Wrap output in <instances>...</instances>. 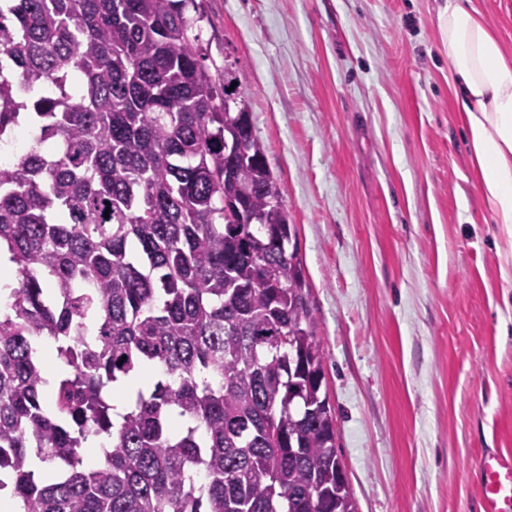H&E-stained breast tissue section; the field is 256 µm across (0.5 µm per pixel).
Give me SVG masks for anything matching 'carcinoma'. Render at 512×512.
Segmentation results:
<instances>
[{
    "mask_svg": "<svg viewBox=\"0 0 512 512\" xmlns=\"http://www.w3.org/2000/svg\"><path fill=\"white\" fill-rule=\"evenodd\" d=\"M193 6L0 0V140L31 133L0 168V491L23 512H355L295 225ZM149 367L113 422L108 389Z\"/></svg>",
    "mask_w": 512,
    "mask_h": 512,
    "instance_id": "1",
    "label": "carcinoma"
}]
</instances>
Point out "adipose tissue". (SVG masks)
<instances>
[{"mask_svg":"<svg viewBox=\"0 0 512 512\" xmlns=\"http://www.w3.org/2000/svg\"><path fill=\"white\" fill-rule=\"evenodd\" d=\"M438 31L475 184L495 223L512 225V56L468 0H447Z\"/></svg>","mask_w":512,"mask_h":512,"instance_id":"1","label":"adipose tissue"}]
</instances>
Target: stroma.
I'll return each instance as SVG.
<instances>
[{"label": "stroma", "instance_id": "35a3bbf8", "mask_svg": "<svg viewBox=\"0 0 512 512\" xmlns=\"http://www.w3.org/2000/svg\"><path fill=\"white\" fill-rule=\"evenodd\" d=\"M445 0H196L296 227L356 512H483L512 453V227L494 223L437 34ZM479 469L484 512H505L502 504L512 506V455L490 452Z\"/></svg>", "mask_w": 512, "mask_h": 512}]
</instances>
